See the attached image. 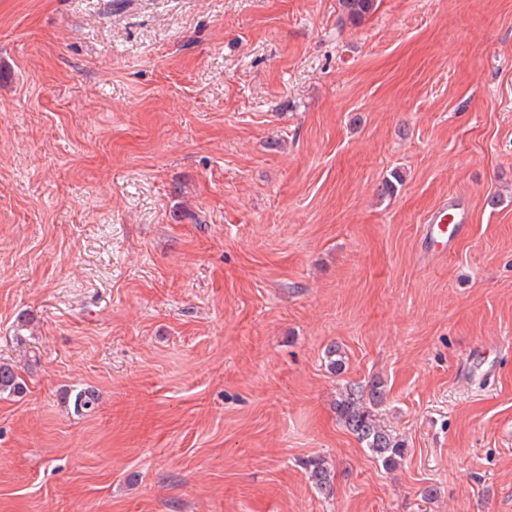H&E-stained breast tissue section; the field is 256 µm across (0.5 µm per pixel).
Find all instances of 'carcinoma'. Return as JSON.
<instances>
[{"label":"carcinoma","mask_w":512,"mask_h":512,"mask_svg":"<svg viewBox=\"0 0 512 512\" xmlns=\"http://www.w3.org/2000/svg\"><path fill=\"white\" fill-rule=\"evenodd\" d=\"M377 0H341L346 19L358 23L376 8ZM26 382L11 365L0 364V393L21 394ZM382 398L381 385L373 382L369 386L368 398L355 390H350L336 401V415L339 421L365 444L370 455L387 469L394 468L402 458L403 449L390 434L377 422L370 405H376ZM311 478L317 489L328 495L333 492V475L320 457L308 461Z\"/></svg>","instance_id":"obj_1"}]
</instances>
